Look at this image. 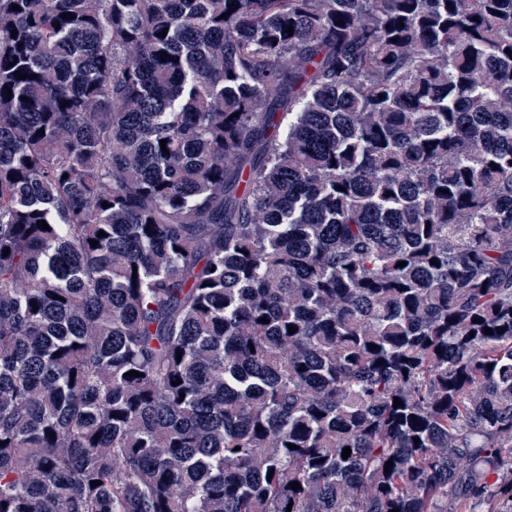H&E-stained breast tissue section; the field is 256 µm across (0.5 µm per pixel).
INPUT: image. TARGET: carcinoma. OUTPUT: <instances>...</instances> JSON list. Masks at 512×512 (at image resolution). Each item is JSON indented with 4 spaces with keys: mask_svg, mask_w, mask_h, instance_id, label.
<instances>
[{
    "mask_svg": "<svg viewBox=\"0 0 512 512\" xmlns=\"http://www.w3.org/2000/svg\"><path fill=\"white\" fill-rule=\"evenodd\" d=\"M0 512H512V0H0Z\"/></svg>",
    "mask_w": 512,
    "mask_h": 512,
    "instance_id": "carcinoma-1",
    "label": "carcinoma"
}]
</instances>
